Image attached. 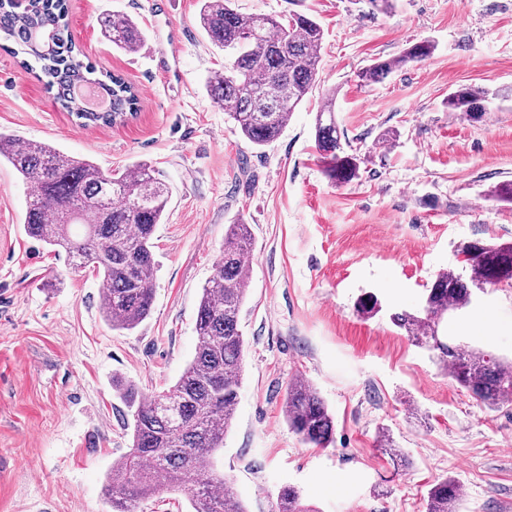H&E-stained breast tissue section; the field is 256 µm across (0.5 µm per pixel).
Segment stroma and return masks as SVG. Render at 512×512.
<instances>
[{
    "label": "stroma",
    "mask_w": 512,
    "mask_h": 512,
    "mask_svg": "<svg viewBox=\"0 0 512 512\" xmlns=\"http://www.w3.org/2000/svg\"><path fill=\"white\" fill-rule=\"evenodd\" d=\"M233 0L242 13L303 14L323 30L317 80L280 137L257 150L211 98L224 53L198 0H68L80 61L123 75L136 116L84 127L38 71L0 49V132L89 157L104 169L141 161L171 189L154 235L159 271L150 316L132 331L104 320L91 270H75L24 232L26 185L0 165V512H111L104 486L130 446L114 380L152 393L193 358L196 310L227 224L253 238L236 420L216 467L247 512H273L297 487L313 512H425L431 483L456 480L459 512H512V404L491 410L390 320L419 308L443 270L469 273L458 246L512 241V205L488 192L512 180V98L472 120L449 111L462 84L512 86V0ZM145 32L136 54L112 50L101 15ZM426 60L370 85L358 74L410 45ZM178 55H170L171 42ZM356 176L330 180L315 146L328 92ZM377 296L381 309L357 305ZM449 335L512 360V287L483 286L449 317ZM336 415L329 448L303 444L282 402L296 377ZM388 430L397 466L377 443Z\"/></svg>",
    "instance_id": "35a3bbf8"
}]
</instances>
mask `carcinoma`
<instances>
[{"mask_svg":"<svg viewBox=\"0 0 512 512\" xmlns=\"http://www.w3.org/2000/svg\"><path fill=\"white\" fill-rule=\"evenodd\" d=\"M199 21L211 42L229 54L224 70L206 82L213 101L234 121L253 146L273 142L315 83L323 39L314 19L297 14L285 22L269 15L242 14L232 0H199ZM65 0H31L26 12L15 0H0V33L23 47L41 64L48 85L84 125L109 126L113 113L135 111L138 98L119 75H107L102 86L111 96L105 114L83 110L74 101L73 85L94 73L75 60ZM102 37L125 54L137 52L144 31L128 15L100 17ZM428 41L400 55L377 61L359 74L375 83L407 64L429 57ZM512 95V87L491 91L460 85L448 94L450 112L481 118L478 107ZM336 92L325 97L316 122V146L329 179L343 183L356 174L354 158L340 155L334 105ZM9 164L28 185L24 216L28 237L53 249L62 248L73 268H92L105 289L104 319L114 330L132 331L151 313L158 262L153 238L171 197L169 186L146 163L104 172L88 158H76L45 143L0 133V163ZM253 241L246 224H230L224 234L216 272L201 288L195 332L196 351L180 378L168 388L144 395L135 385L119 382L116 391L131 412L132 444L112 462L106 488L112 512H139L146 500L165 490H181L192 512H247L232 491V481L213 468L233 426L242 381L245 340L239 328L247 297V269ZM459 251L471 267L464 277L452 270L437 274L421 307L395 312L392 322L416 345L428 349L441 369L491 410L512 404V361L468 349L439 335L442 320L472 302L474 288L512 282V242L468 241ZM289 429L312 448L334 442L335 418L316 388L304 379L290 382L282 403ZM379 447L393 460L404 457L390 434L379 435ZM460 484L443 478L427 492L426 512H458ZM277 512H312L291 485L280 489Z\"/></svg>","mask_w":512,"mask_h":512,"instance_id":"cac0c4a2","label":"carcinoma"}]
</instances>
